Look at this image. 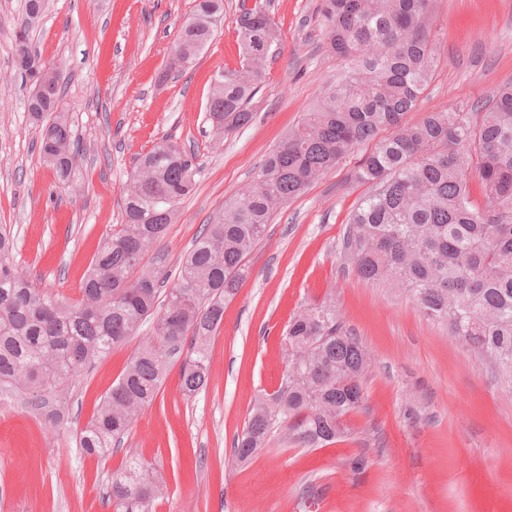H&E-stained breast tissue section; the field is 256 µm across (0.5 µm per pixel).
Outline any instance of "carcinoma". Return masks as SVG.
Returning <instances> with one entry per match:
<instances>
[{"mask_svg":"<svg viewBox=\"0 0 512 512\" xmlns=\"http://www.w3.org/2000/svg\"><path fill=\"white\" fill-rule=\"evenodd\" d=\"M47 0H25L15 54L32 53L28 14ZM431 0H320L328 50L339 70L261 164L251 182L224 201L180 260L172 285L159 276L156 251L176 206L194 188L195 156L162 137L140 156L122 200L123 224L103 237L75 304L36 288L13 261L14 241L0 229V396L34 393L36 414L52 423L66 413L69 380L150 322L125 371L81 430L79 447L100 454L120 445L157 398L166 370L185 357L183 391L208 382L209 345L224 304L248 274L247 257L268 224L357 146L356 178L371 185L351 212L341 250L365 280L399 288L452 338L495 354L512 384V84L468 112H430L403 123L435 69ZM224 0H193L168 51L165 73L184 71L214 39ZM235 30L240 68L216 71L206 104L215 139L254 118L280 34L260 0H239ZM62 86L54 81L26 103L41 125L39 156L61 185L80 173ZM486 199L480 206L473 185ZM152 256L144 264L146 256ZM286 375L274 394L256 397L233 458L245 463L280 430L302 448H323L346 433L343 417L359 408L368 369L365 347L323 301L289 323ZM166 494L150 467L131 458L112 478L113 512H154Z\"/></svg>","mask_w":512,"mask_h":512,"instance_id":"carcinoma-1","label":"carcinoma"}]
</instances>
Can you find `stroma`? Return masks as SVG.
Returning a JSON list of instances; mask_svg holds the SVG:
<instances>
[{
  "label": "stroma",
  "mask_w": 512,
  "mask_h": 512,
  "mask_svg": "<svg viewBox=\"0 0 512 512\" xmlns=\"http://www.w3.org/2000/svg\"><path fill=\"white\" fill-rule=\"evenodd\" d=\"M238 3L224 0L210 47L166 79L168 49L192 0H48L30 38L41 62L61 70L83 147L81 180L67 187L42 164L40 131L24 108L30 82L13 44L24 0H0V225L15 237L16 265L41 291L80 299L100 239L122 220L136 157L165 135L198 154L194 190L158 244L176 276L204 225L336 76L318 0H269L280 52L253 122L216 143L205 106L217 68L239 64ZM430 22L437 66L405 116L411 125L441 109L469 110L512 84V0H432ZM366 152L357 148L274 216L211 340L207 387L186 395L182 364L172 363L119 448L88 455L78 436L135 343L75 377L60 424L26 399H0V512H112L106 489L131 457L168 489L155 512H312L302 497L308 487L319 492L313 512H512V387L399 290L360 278L340 252L348 217L370 191L355 177ZM323 298L371 358L365 400L345 417L349 435L324 448L276 436L249 462H233L251 401L282 382L290 316ZM410 408L418 423L406 419ZM358 456L367 460L361 471L349 465Z\"/></svg>",
  "instance_id": "stroma-1"
}]
</instances>
